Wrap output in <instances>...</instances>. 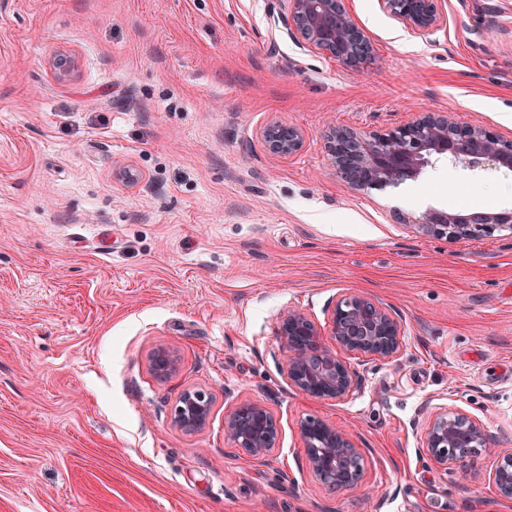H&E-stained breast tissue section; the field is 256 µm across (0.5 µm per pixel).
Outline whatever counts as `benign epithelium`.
<instances>
[{"mask_svg":"<svg viewBox=\"0 0 512 512\" xmlns=\"http://www.w3.org/2000/svg\"><path fill=\"white\" fill-rule=\"evenodd\" d=\"M287 35L308 54L334 59L349 68L373 57L369 37L351 18L347 0H284ZM444 0H379L380 9L408 32L427 36L446 24ZM55 77L71 78L76 58L61 52L52 61ZM269 154L280 158L296 154L304 133L294 125L272 122L258 132ZM325 149L336 175L351 188L399 185L418 177L429 164L446 157L455 167L475 171H512V141L477 124L463 122L453 111L421 112L385 132H366L342 126L330 128ZM417 233L448 241L491 239L512 235V209L462 212L428 209L410 220ZM328 333L299 307H288L277 318L281 363L288 386L319 400L346 402L362 390L360 374L337 355V350L390 361L403 351L405 326L392 309L356 295L340 296L326 309ZM151 371L170 377L179 360L159 346L149 355ZM172 422L180 430L204 429L212 415L210 397L185 389L176 399ZM309 469L331 490L355 491L363 486L365 457L352 436L315 417L298 424ZM224 438L254 462L264 463L279 445L277 421L260 400L238 402L224 416ZM419 451L434 466L455 467L467 480L478 458H495L489 481L498 496L512 500V450L496 448L486 424L462 411L437 410L428 415Z\"/></svg>","mask_w":512,"mask_h":512,"instance_id":"1","label":"benign epithelium"}]
</instances>
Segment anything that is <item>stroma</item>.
<instances>
[{
  "instance_id": "obj_1",
  "label": "stroma",
  "mask_w": 512,
  "mask_h": 512,
  "mask_svg": "<svg viewBox=\"0 0 512 512\" xmlns=\"http://www.w3.org/2000/svg\"><path fill=\"white\" fill-rule=\"evenodd\" d=\"M349 8L373 45L356 70L277 31V0H0V512H512L491 461L463 485L419 452L427 406L512 448V238L397 220L512 208V172L440 160L354 191L324 149L328 124L381 131L448 107L512 140V0H446V28L423 38L377 0ZM62 51L79 63L66 81ZM273 121L303 129L297 154L265 150ZM350 293L395 310L403 351L347 355L352 401L303 395L277 315L322 323ZM158 346L176 375L149 369ZM187 388L213 399L194 434L171 419ZM249 398L279 425L263 465L224 439ZM308 416L355 429L365 490L307 469Z\"/></svg>"
}]
</instances>
